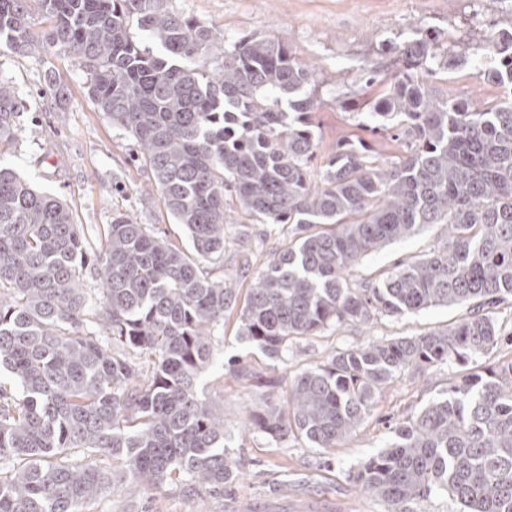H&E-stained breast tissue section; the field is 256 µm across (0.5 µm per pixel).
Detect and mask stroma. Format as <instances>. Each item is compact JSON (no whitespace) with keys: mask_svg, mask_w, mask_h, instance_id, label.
Returning <instances> with one entry per match:
<instances>
[{"mask_svg":"<svg viewBox=\"0 0 512 512\" xmlns=\"http://www.w3.org/2000/svg\"><path fill=\"white\" fill-rule=\"evenodd\" d=\"M180 13L211 31L215 42L243 37L269 39L288 46L308 63L317 79L313 120L319 145L313 160L321 174L337 141L357 136L354 118L339 106L341 95H371L366 70L378 62L379 43H400L420 29L455 30L480 37L494 19L512 24V0H169ZM0 78L10 81L26 109L18 119L19 140L10 163L35 187L60 197L89 232L128 214L169 238L187 244L180 225L164 211L149 172L134 162L138 147L112 126L86 95V74L78 61L56 47L34 55L0 48ZM433 94H451L480 103H496L504 90L472 68L460 65L427 77ZM285 224L245 221L224 227V258L207 264L210 274L236 288H247L255 273L288 239ZM447 237L442 224L421 228L413 237L365 256L349 281L357 285L398 262L418 257ZM466 313L462 307H435L399 317L380 316L369 326L331 327L293 343L287 361H272L236 336L235 316L224 321L221 359L247 357L260 380H242L216 367L206 371L199 390L224 412V442L240 464V478L223 497L199 488L189 492L173 482L140 501L123 486L98 499L86 512H387L386 504L359 490L349 478L370 455L394 438L398 420L439 396L461 368L443 366L407 373L381 393L372 415L339 448L327 452L300 440L277 443L245 433L250 408L266 395V386L296 370L319 363L334 351L356 348L372 338L418 336L448 327Z\"/></svg>","mask_w":512,"mask_h":512,"instance_id":"obj_1","label":"stroma"}]
</instances>
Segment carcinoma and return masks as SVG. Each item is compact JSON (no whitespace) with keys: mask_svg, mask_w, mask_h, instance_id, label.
<instances>
[{"mask_svg":"<svg viewBox=\"0 0 512 512\" xmlns=\"http://www.w3.org/2000/svg\"><path fill=\"white\" fill-rule=\"evenodd\" d=\"M50 20L30 32L29 4ZM149 40L161 49L143 47ZM0 43L18 54L59 46L87 73V96L137 142L162 205L190 249L115 215L88 255L67 205L4 163L25 104L0 79V512H82L124 483L147 493L180 475L224 496L239 473L224 415L198 395L219 365L214 332L271 360L327 327L431 307H468L444 330L342 349L288 380L247 415L276 442L337 448L407 371L467 364L502 341L495 310L512 305V99L478 106L432 97L428 37L371 70L377 97L358 127L393 129L395 162L359 137L336 146L313 181L312 69L288 47L245 39L216 48L167 0H0ZM448 65L471 63L512 94V27L478 45L450 39ZM224 53L212 73L204 56ZM237 208L291 224L245 296L203 265L224 255ZM425 224L448 237L421 257L350 288L366 255ZM92 264L98 288L83 287ZM388 512L436 495L451 512H512V361L471 370L408 416L387 448L350 473Z\"/></svg>","mask_w":512,"mask_h":512,"instance_id":"1","label":"carcinoma"}]
</instances>
